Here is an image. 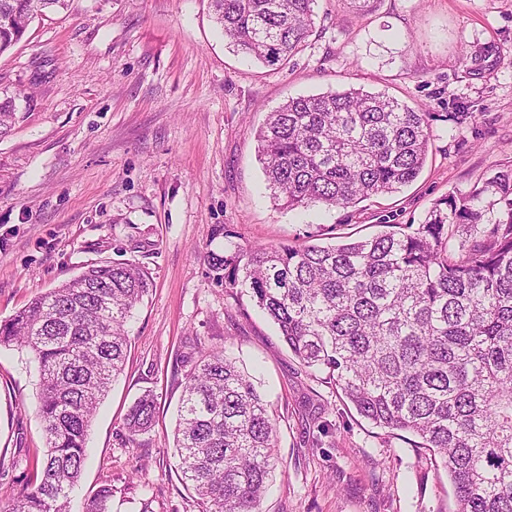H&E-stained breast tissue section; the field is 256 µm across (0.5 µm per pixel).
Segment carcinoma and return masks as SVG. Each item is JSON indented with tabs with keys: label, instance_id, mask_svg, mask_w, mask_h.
Here are the masks:
<instances>
[{
	"label": "carcinoma",
	"instance_id": "1",
	"mask_svg": "<svg viewBox=\"0 0 512 512\" xmlns=\"http://www.w3.org/2000/svg\"><path fill=\"white\" fill-rule=\"evenodd\" d=\"M68 0H0V54L31 21ZM315 0H211L236 48L278 68L303 51ZM497 50L483 47L478 76ZM17 96L0 97V137ZM432 114L361 88L291 99L258 138L273 199L294 209L348 208L415 181L429 151ZM335 245L226 248L211 271L277 325L302 365L326 374L373 425L419 438L448 471L455 512H512V168L445 196L424 222H397ZM149 290L133 262L91 266L0 320V347L38 362L45 450L39 483L4 512H71L92 418L128 347L124 326ZM157 396L144 391L126 417L136 436ZM274 425L249 376L224 352L201 348L185 378L175 432L177 470L202 512H260L275 468ZM112 484L82 512H110Z\"/></svg>",
	"mask_w": 512,
	"mask_h": 512
}]
</instances>
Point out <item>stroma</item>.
I'll return each instance as SVG.
<instances>
[{
  "instance_id": "stroma-1",
  "label": "stroma",
  "mask_w": 512,
  "mask_h": 512,
  "mask_svg": "<svg viewBox=\"0 0 512 512\" xmlns=\"http://www.w3.org/2000/svg\"><path fill=\"white\" fill-rule=\"evenodd\" d=\"M313 21L304 51L273 69L225 40L210 0H69L0 54V88L33 96L0 138V320L91 265L130 261L152 283L90 427L76 501L108 482L111 512H200L173 432L204 345L235 358L268 404L278 465L261 512L455 508L440 460L306 371L209 262L230 245H325L335 224L371 237L385 208L419 224L435 200L512 165V0H373L361 17L316 0ZM487 44L494 67L469 74L464 56ZM351 87L433 114L419 177L344 209L275 202L258 151L267 113ZM453 103L475 120L449 123ZM39 382L26 348L0 347V505L31 487L26 459L44 448ZM147 390L157 413L130 435L126 414Z\"/></svg>"
}]
</instances>
